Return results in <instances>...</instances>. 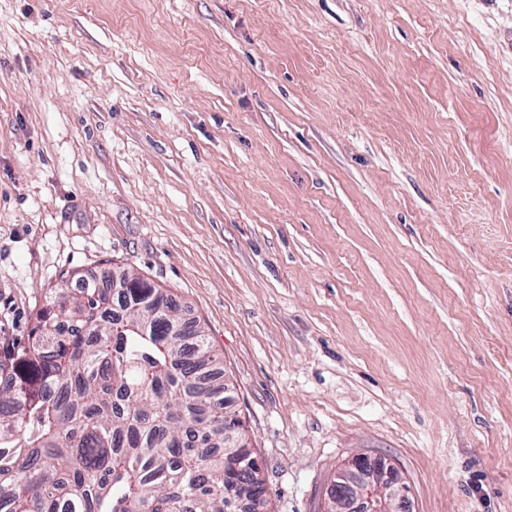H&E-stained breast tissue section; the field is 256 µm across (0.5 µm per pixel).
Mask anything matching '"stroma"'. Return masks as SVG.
<instances>
[{
    "label": "stroma",
    "instance_id": "1",
    "mask_svg": "<svg viewBox=\"0 0 512 512\" xmlns=\"http://www.w3.org/2000/svg\"><path fill=\"white\" fill-rule=\"evenodd\" d=\"M113 266L204 325L269 512L357 454L512 512V0H0V336Z\"/></svg>",
    "mask_w": 512,
    "mask_h": 512
}]
</instances>
